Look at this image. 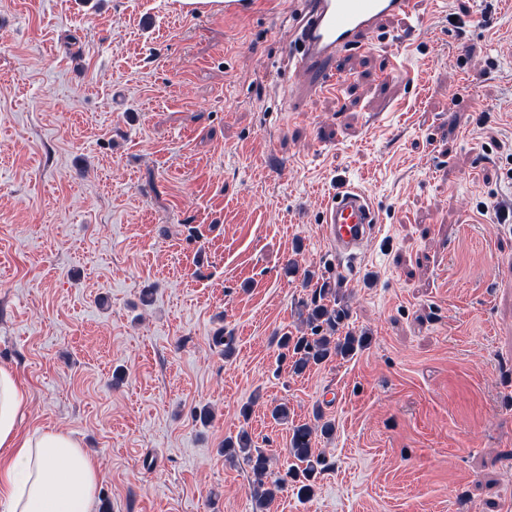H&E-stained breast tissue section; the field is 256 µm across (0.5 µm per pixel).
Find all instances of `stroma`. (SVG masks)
<instances>
[{"mask_svg":"<svg viewBox=\"0 0 512 512\" xmlns=\"http://www.w3.org/2000/svg\"><path fill=\"white\" fill-rule=\"evenodd\" d=\"M297 6L0 0V365L29 395L19 429L73 434L96 512H255L225 439L247 430L271 483L291 426L319 414L334 434L313 496L288 487L265 512H512V222L495 215L512 208V0L423 5L398 59L396 24L331 92L286 52ZM345 180L382 217L353 275L320 224ZM309 273L340 283L341 330L364 343L297 376L275 339L300 328ZM256 0H181L186 11H206L208 9L220 10L224 8V15H243L253 11Z\"/></svg>","mask_w":512,"mask_h":512,"instance_id":"stroma-1","label":"stroma"}]
</instances>
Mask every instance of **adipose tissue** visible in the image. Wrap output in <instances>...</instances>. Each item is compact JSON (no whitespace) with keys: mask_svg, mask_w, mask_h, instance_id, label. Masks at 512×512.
<instances>
[{"mask_svg":"<svg viewBox=\"0 0 512 512\" xmlns=\"http://www.w3.org/2000/svg\"><path fill=\"white\" fill-rule=\"evenodd\" d=\"M29 404L16 373L0 367V512H95L99 469L71 432L20 433Z\"/></svg>","mask_w":512,"mask_h":512,"instance_id":"adipose-tissue-1","label":"adipose tissue"}]
</instances>
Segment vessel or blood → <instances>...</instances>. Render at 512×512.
<instances>
[{
    "label": "vessel or blood",
    "mask_w": 512,
    "mask_h": 512,
    "mask_svg": "<svg viewBox=\"0 0 512 512\" xmlns=\"http://www.w3.org/2000/svg\"><path fill=\"white\" fill-rule=\"evenodd\" d=\"M421 0H302L288 53L296 70L317 77L321 88L336 89L340 66L352 52L371 48L395 22L412 36L422 22ZM321 224L337 255L360 260L378 231L380 216L370 196L353 186L337 189L323 205Z\"/></svg>",
    "instance_id": "b4317fda"
}]
</instances>
